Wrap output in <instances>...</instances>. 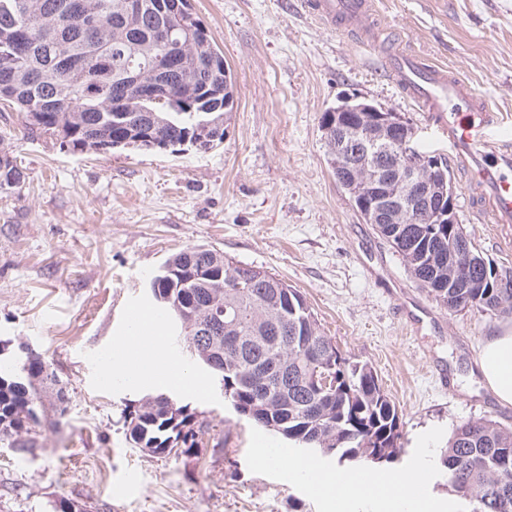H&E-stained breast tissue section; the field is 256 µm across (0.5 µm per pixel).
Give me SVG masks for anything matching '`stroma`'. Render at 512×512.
Returning a JSON list of instances; mask_svg holds the SVG:
<instances>
[{
  "instance_id": "obj_1",
  "label": "stroma",
  "mask_w": 512,
  "mask_h": 512,
  "mask_svg": "<svg viewBox=\"0 0 512 512\" xmlns=\"http://www.w3.org/2000/svg\"><path fill=\"white\" fill-rule=\"evenodd\" d=\"M235 82L223 143L180 154H94L25 136L22 114L0 112V154L24 173L0 189V348H32L69 397L65 418L46 390L21 453L0 440V512H340L259 449L287 440L239 416L220 377L206 395L176 392L204 435L196 453L135 448L124 411L140 389L101 380L100 354L129 332L125 312L152 309L151 275L172 254L202 245L264 268L299 289L324 333L353 361L376 368L396 402L409 467L420 433L443 455L454 429L494 418L512 425L476 359L512 315L448 310L419 287L367 224L327 162L322 113L355 97L397 112L415 145L448 156L423 112L374 71L354 36L310 17L302 0H191ZM379 37L467 78L512 113V0H375ZM459 216L474 247L512 269V224Z\"/></svg>"
}]
</instances>
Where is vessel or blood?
Returning a JSON list of instances; mask_svg holds the SVG:
<instances>
[{"label":"vessel or blood","mask_w":512,"mask_h":512,"mask_svg":"<svg viewBox=\"0 0 512 512\" xmlns=\"http://www.w3.org/2000/svg\"><path fill=\"white\" fill-rule=\"evenodd\" d=\"M311 16L379 50L372 0H306ZM381 69L447 141L478 214L512 224V120L457 73L402 50L381 53Z\"/></svg>","instance_id":"vessel-or-blood-1"}]
</instances>
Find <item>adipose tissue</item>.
Here are the masks:
<instances>
[{"label":"adipose tissue","mask_w":512,"mask_h":512,"mask_svg":"<svg viewBox=\"0 0 512 512\" xmlns=\"http://www.w3.org/2000/svg\"><path fill=\"white\" fill-rule=\"evenodd\" d=\"M478 373L496 399L512 404V327L487 336L476 362ZM104 380L121 374L133 386L167 385L195 393L207 391L208 383L193 377L179 363L171 359L165 349V327L161 320L142 314L134 331L117 346V353L108 357L102 366ZM260 461L273 460L288 465L302 482L321 480L326 493L346 503H357L362 512H421V492L432 482L433 468L429 458H421L415 469L393 473L391 481L397 494L390 505L371 495L376 483L374 473H356L334 470L317 459L284 454L280 449L268 448L259 455Z\"/></svg>","instance_id":"ef3b65f1"}]
</instances>
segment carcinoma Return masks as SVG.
I'll use <instances>...</instances> for the list:
<instances>
[{"label":"carcinoma","mask_w":512,"mask_h":512,"mask_svg":"<svg viewBox=\"0 0 512 512\" xmlns=\"http://www.w3.org/2000/svg\"><path fill=\"white\" fill-rule=\"evenodd\" d=\"M176 0H0V112L41 109L39 126L25 129L81 152L94 141L141 139L207 151L224 140V99L235 88L224 56L199 19L174 11ZM187 43L180 71L164 72L171 89L130 90L127 67L149 81L161 62L165 29ZM23 172L0 156V188ZM413 279L450 311L475 308L512 314V271L486 261L460 224H379ZM470 253L464 279L449 281L460 247ZM158 311L180 324L196 361L224 364V398L235 411L299 448L338 462L393 463L400 455L396 403L369 362L342 356L324 336L304 296L267 270L238 264L200 246L168 257L149 281ZM224 307V330L208 333L213 308ZM333 363L336 387H314L322 357ZM58 384L50 364L0 359V435L38 423L46 382ZM187 408L162 407L143 397L125 414L129 436L140 434L153 455L186 454L198 438L178 443L191 423ZM460 512H512V426L492 418L467 420L441 459Z\"/></svg>","instance_id":"obj_1"}]
</instances>
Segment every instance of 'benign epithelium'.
I'll use <instances>...</instances> for the list:
<instances>
[{
  "label": "benign epithelium",
  "instance_id": "obj_1",
  "mask_svg": "<svg viewBox=\"0 0 512 512\" xmlns=\"http://www.w3.org/2000/svg\"><path fill=\"white\" fill-rule=\"evenodd\" d=\"M336 166L351 173L357 204L371 224H399L424 216L428 224H457V197L435 177L439 161L408 160L393 148L411 142L403 120L348 99L323 119Z\"/></svg>",
  "mask_w": 512,
  "mask_h": 512
}]
</instances>
